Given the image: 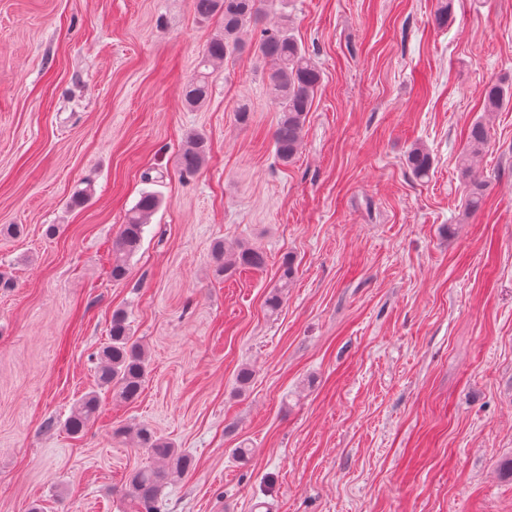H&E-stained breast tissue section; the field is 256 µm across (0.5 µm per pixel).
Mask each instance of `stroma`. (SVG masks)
<instances>
[{
  "label": "stroma",
  "instance_id": "1",
  "mask_svg": "<svg viewBox=\"0 0 512 512\" xmlns=\"http://www.w3.org/2000/svg\"><path fill=\"white\" fill-rule=\"evenodd\" d=\"M436 7L287 0L322 82L285 165L251 51L185 106L218 29L190 0H0V225L25 229L0 236V512H133L126 478L152 460L114 437L130 424L195 460L163 512H512V105L482 109L512 78V0H454L444 26ZM479 119L467 216L457 157ZM191 133L210 155L185 176ZM144 188L163 205L116 283L112 241ZM218 240L265 267L217 276ZM116 309L147 350L144 390L70 435ZM199 76L191 80L185 87L184 100L190 107L202 105L210 94L208 73L200 71ZM406 165L416 180H424L429 177L433 159L423 144L415 143L407 151Z\"/></svg>",
  "mask_w": 512,
  "mask_h": 512
}]
</instances>
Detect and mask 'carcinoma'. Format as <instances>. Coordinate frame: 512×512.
Listing matches in <instances>:
<instances>
[{"mask_svg": "<svg viewBox=\"0 0 512 512\" xmlns=\"http://www.w3.org/2000/svg\"><path fill=\"white\" fill-rule=\"evenodd\" d=\"M274 0H191L197 18L209 21L219 18L220 31L206 45L200 66L204 71L185 87L184 100L190 107L202 105L210 94L205 69L224 63L246 48L272 65L269 75V94L279 113L273 131V145L277 158L284 164L292 162L302 144V132L308 112L311 111L314 94L321 82V71L295 39L288 15L274 27H265L263 18ZM259 31V37L246 42L245 36ZM512 103V84L491 83L485 91V110L495 112ZM488 146V132L481 121L474 122L468 132L466 143L458 156V167L463 176L471 172L476 158L483 155ZM209 154L207 139L200 134L188 137L179 156L182 172L194 174L206 162ZM406 165L417 180L429 177L433 159L429 150L420 143L413 144L406 155ZM483 200L482 184L468 185L464 214L476 211ZM161 198L150 190L140 192L135 205L129 210L125 224L112 240V281L127 278V259L138 252L143 240L146 224L159 209ZM216 261V272L225 275L240 268H260L265 265L266 255L262 249L243 243L232 252L224 243L217 241L212 247ZM292 276L290 262H285L280 283L266 298L267 309L274 313L282 303L284 288ZM149 374V361L141 342L131 334L125 311L112 312L108 342L98 356V385L112 392V396L125 402L136 401ZM101 400L96 391L85 394L74 406L65 427L72 435L82 433L97 419ZM137 447L143 449L155 462L152 467L132 471L126 481V496L132 501L136 512H159V495L173 476H185L194 469L195 461L188 454L146 426L136 430Z\"/></svg>", "mask_w": 512, "mask_h": 512, "instance_id": "cac0c4a2", "label": "carcinoma"}]
</instances>
